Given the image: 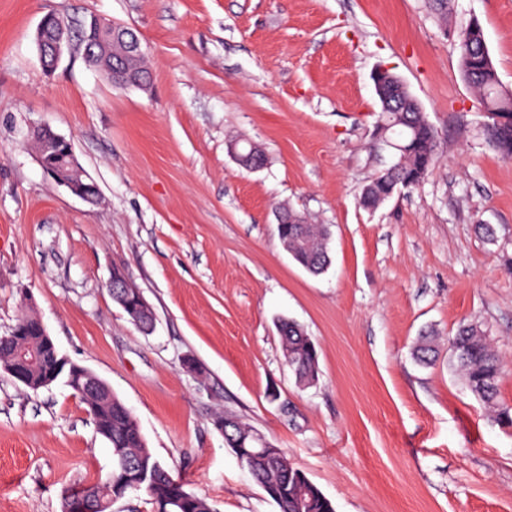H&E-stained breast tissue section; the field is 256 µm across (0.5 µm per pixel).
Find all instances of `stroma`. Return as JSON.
<instances>
[{"mask_svg":"<svg viewBox=\"0 0 512 512\" xmlns=\"http://www.w3.org/2000/svg\"><path fill=\"white\" fill-rule=\"evenodd\" d=\"M49 13L132 28L147 88L114 87L78 52L45 73L34 35ZM473 20L512 90V0H448L442 16L433 0H0V336L36 313L217 512H278L213 427L224 412L336 512H512V422L447 351L412 357L423 331L444 342L478 324L512 407V160L485 144L461 73L454 32ZM382 67L420 103L438 162L367 209L363 188L394 160L377 131ZM34 126L71 140L97 204L45 173ZM249 143L261 168L233 156ZM284 205L329 225L326 273L283 249ZM116 267L152 306L151 333L113 301ZM283 318L316 345L313 386L285 362ZM112 463L64 382L34 392L0 368V512H62Z\"/></svg>","mask_w":512,"mask_h":512,"instance_id":"1","label":"stroma"}]
</instances>
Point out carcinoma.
<instances>
[{
    "instance_id": "carcinoma-1",
    "label": "carcinoma",
    "mask_w": 512,
    "mask_h": 512,
    "mask_svg": "<svg viewBox=\"0 0 512 512\" xmlns=\"http://www.w3.org/2000/svg\"><path fill=\"white\" fill-rule=\"evenodd\" d=\"M461 68L464 78L491 107L512 108V91L501 87L495 68L483 69L464 58ZM396 95L400 111H382L379 121L388 125L386 139L393 145L406 146L408 153L397 152L396 161L364 188L361 203L366 208L388 200L396 186L402 189L419 186L437 163L436 135L417 100L406 88L397 89ZM484 138L504 159H512V125L487 124ZM287 229L288 253L292 258L313 275L324 273L331 264L328 227L306 223L289 224ZM129 320L145 332L154 322L153 310L146 303L136 308ZM279 328L285 359L296 383L302 387L313 385L318 379V356L313 341L294 321L283 320ZM21 341L29 351L38 354L36 362L28 367L29 379L25 384L37 391L44 387L43 376L52 372L57 358L53 349L43 347V339L35 334L31 322ZM448 354L463 372L468 387L484 404L501 416L508 415V410L497 401L502 363L483 331L476 325L461 327L448 337ZM88 408L96 431L106 425L112 427V473L101 483L83 485L70 493L63 512H78L76 507L87 498L95 506L101 504L108 500L112 488L122 489L127 495L145 492L153 512H212L205 500L186 490L153 456L135 417L117 396H112L110 402L90 403ZM220 418L232 422L224 434L225 443L278 506L279 512H335L332 502L285 453L274 458L249 456L252 449L248 445L256 431L231 413H224Z\"/></svg>"
}]
</instances>
